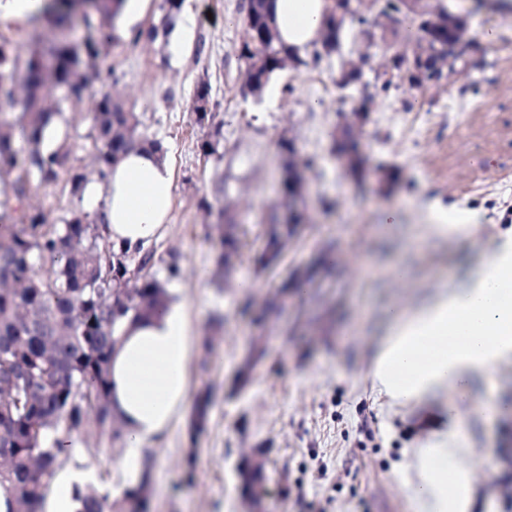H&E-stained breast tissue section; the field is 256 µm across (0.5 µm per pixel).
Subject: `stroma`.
<instances>
[{"instance_id":"35a3bbf8","label":"stroma","mask_w":512,"mask_h":512,"mask_svg":"<svg viewBox=\"0 0 512 512\" xmlns=\"http://www.w3.org/2000/svg\"><path fill=\"white\" fill-rule=\"evenodd\" d=\"M242 0H189L193 43L132 42L104 23L102 68L115 95L159 142L173 172L171 220L151 249L153 272L183 305L193 337L189 390L211 392L205 432L191 435L180 412L160 445L145 452L152 472L148 512H413L403 485L417 479L418 449L444 439L446 413L398 405L374 387L369 371L387 322L463 279L501 235H512V12L466 13L473 48L464 76L443 89L399 83L365 99L335 81L342 51L317 66L286 67L262 98L242 91L239 57L246 32ZM492 28L496 42L481 32ZM210 85L214 118L198 124L191 98ZM367 105L363 150L370 165L399 174L389 196L374 183L356 187L331 153L341 112ZM75 170L98 180L90 137L92 104L58 100ZM292 139L308 174L307 221L279 264L260 270L264 229L282 199L279 141ZM216 143V153L201 150ZM48 223L68 210L99 212L66 180L32 181L26 198ZM396 210L394 223H383ZM234 218L239 257L219 270L217 225ZM454 222L445 235L430 225ZM276 297L273 310L264 302ZM253 359L249 383L237 371ZM471 512H512V417L466 421ZM68 470L88 469L115 488L123 438L79 435ZM267 452L264 494L253 506L240 488V451ZM496 464L488 466L487 453Z\"/></svg>"}]
</instances>
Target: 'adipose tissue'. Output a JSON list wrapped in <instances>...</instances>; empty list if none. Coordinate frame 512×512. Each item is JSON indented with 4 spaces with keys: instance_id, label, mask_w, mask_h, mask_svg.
<instances>
[{
    "instance_id": "ef3b65f1",
    "label": "adipose tissue",
    "mask_w": 512,
    "mask_h": 512,
    "mask_svg": "<svg viewBox=\"0 0 512 512\" xmlns=\"http://www.w3.org/2000/svg\"><path fill=\"white\" fill-rule=\"evenodd\" d=\"M329 0H272L270 11L289 50L319 45ZM172 172L161 150L146 143L126 153L105 183H88L89 202H103L108 237L118 247L147 248L165 228L171 209ZM372 378L392 398L425 403L447 397L454 419L445 447L427 449L425 476L408 485L415 512H470L466 425L456 404L472 402L492 421L508 408L495 394L474 397L471 385L490 379L512 359V237L495 242L483 264L459 284L411 311L390 307ZM192 336L181 305L125 324L112 352L110 402L126 452V486L140 479L144 448L160 444L187 403Z\"/></svg>"
}]
</instances>
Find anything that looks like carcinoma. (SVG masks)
<instances>
[{
	"label": "carcinoma",
	"mask_w": 512,
	"mask_h": 512,
	"mask_svg": "<svg viewBox=\"0 0 512 512\" xmlns=\"http://www.w3.org/2000/svg\"><path fill=\"white\" fill-rule=\"evenodd\" d=\"M122 0H95L94 11L82 19L83 37L78 42L45 43L37 37L28 53L14 52L10 38L0 35V73L7 74L23 89L16 98L11 85L0 84V105L20 108V131L25 145L16 144L12 125L0 121V183L5 199L0 201V276L10 283L0 287V493L8 498L10 512H41L50 480L64 463L60 456V434H96L112 430L109 403V367L112 350L119 341L122 320H135L160 313L169 303V295L151 273L155 255L150 251L129 252L109 245L100 247L106 232L103 214L73 211L62 224H48L41 212L19 209L10 199L23 200L30 179L52 185L70 170L74 147L63 141L55 150L43 152V131L53 116H62L46 91L47 83L60 90L63 98L74 103L94 102L93 144L100 176L129 149L135 147L140 121L109 91L111 75L100 68L103 53L102 23L116 21ZM183 0H164L162 16L145 28L133 32V39L155 41L168 36L174 27ZM439 22L427 30L419 23L414 8L405 0H381L378 16L386 28L400 18L415 23L417 37L412 50L428 55L429 68L440 78L448 73V52H438L435 43H445L462 35L466 28L448 27L447 5L437 4ZM249 37L240 47V58L247 65V93L262 97L272 74L290 61L295 66L308 62L291 53L280 42L270 14V0H242ZM33 28L45 22L64 27L70 22L68 0H49L48 5L31 18ZM358 23L357 35L367 32V20L354 10L340 17L328 9L325 39L313 49L312 62L339 51L340 34L347 23ZM52 58L55 71L41 72L42 58ZM363 52L350 51L343 61L336 87L345 90L362 85L367 97L388 92L394 78L378 73L371 82H361L363 71L355 59ZM96 73L100 88L93 89L88 74ZM191 112L202 124L214 118L209 86L200 82L192 95ZM342 149L348 157L346 173L356 182L367 177V161L362 149L363 126L351 117L341 124ZM283 154L282 194L291 195L303 188L309 167L300 163L297 148L290 139L280 143ZM301 222L289 215L281 222L272 217L261 258L265 267L276 265L283 254L294 225ZM219 265L228 267L239 252L235 227L228 224L220 240ZM135 272L133 287L136 301L112 302V289L130 272ZM208 393L196 395L189 417L190 428L206 429L209 421ZM261 448L242 454L239 476L242 488L253 490L264 481ZM151 485L149 469L140 483L110 500L104 488L87 483L75 490V512H140L146 505Z\"/></svg>",
	"instance_id": "cac0c4a2"
}]
</instances>
